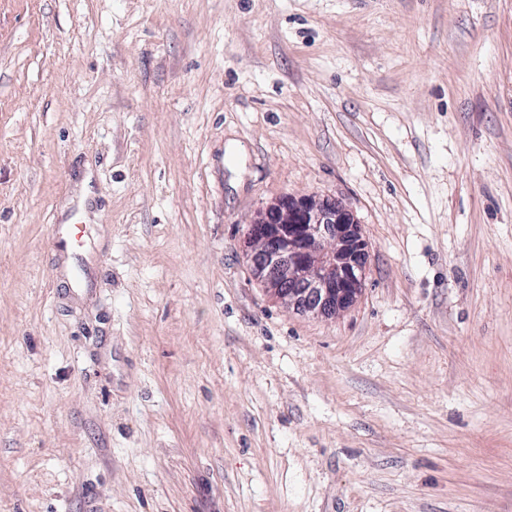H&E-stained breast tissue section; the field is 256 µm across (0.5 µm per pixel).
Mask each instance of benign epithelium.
<instances>
[{
    "label": "benign epithelium",
    "instance_id": "benign-epithelium-1",
    "mask_svg": "<svg viewBox=\"0 0 512 512\" xmlns=\"http://www.w3.org/2000/svg\"><path fill=\"white\" fill-rule=\"evenodd\" d=\"M244 247L254 279L289 310L332 317L361 290L368 243L334 198L283 196L248 226Z\"/></svg>",
    "mask_w": 512,
    "mask_h": 512
}]
</instances>
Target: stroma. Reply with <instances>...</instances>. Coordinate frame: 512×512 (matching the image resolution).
Instances as JSON below:
<instances>
[{"label": "stroma", "instance_id": "stroma-1", "mask_svg": "<svg viewBox=\"0 0 512 512\" xmlns=\"http://www.w3.org/2000/svg\"><path fill=\"white\" fill-rule=\"evenodd\" d=\"M0 512H512V0H0ZM244 247L254 279L288 310L336 316L361 290L368 243L334 198L283 196L248 226Z\"/></svg>", "mask_w": 512, "mask_h": 512}]
</instances>
